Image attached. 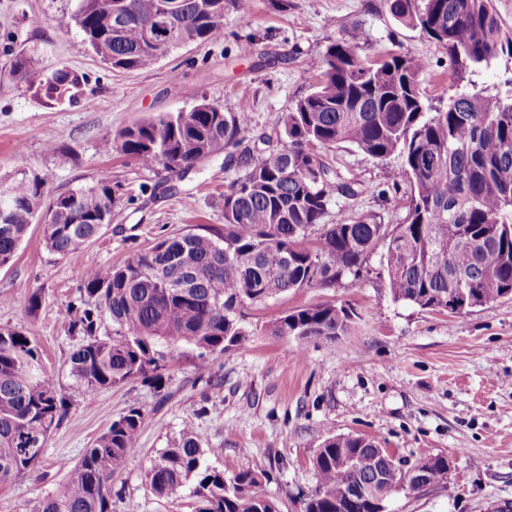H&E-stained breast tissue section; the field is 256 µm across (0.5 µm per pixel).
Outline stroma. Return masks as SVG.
Returning <instances> with one entry per match:
<instances>
[{"mask_svg":"<svg viewBox=\"0 0 512 512\" xmlns=\"http://www.w3.org/2000/svg\"><path fill=\"white\" fill-rule=\"evenodd\" d=\"M77 0H0V178L38 177L44 198L91 184L109 171L123 197L112 222L87 247L99 265L195 225L222 226L226 185L243 174L217 156L178 178L126 156L120 133L148 116L188 110L203 98L251 109L255 135L271 133L282 113L313 91L309 68L336 42L358 36L360 54L420 57L421 89L447 104L457 86L445 49L420 29L397 23L386 0H251L248 12L224 8V37L174 50L148 71L115 70L93 52H76L82 34L72 19ZM41 65L67 67L85 79L75 104H52L10 72L19 53ZM111 137V153L100 142ZM344 177L360 183L355 199L338 198L330 214L361 211L394 224L405 214L410 186L400 159L377 161L350 144L324 150ZM386 198L371 194L372 187ZM191 205H184V197ZM360 279L330 288L289 291L245 308L255 336L219 356L211 382L199 381L191 351L166 361L165 386L138 380L86 392L69 373L76 344L67 333L68 305L82 271L46 249L31 225L13 262L0 268V330L25 332L39 346L68 412L50 433L40 460L0 487V512H30L53 492L85 448L129 409L147 416L139 450L112 477V512H193L190 491L152 493L144 475L184 423H193L210 460L232 475L264 458L261 489L280 512H304L317 485L311 459L319 444L358 434L387 448L404 469L443 456L446 479L421 492L396 490L386 512H497L512 506V297L454 315L394 300L380 253ZM38 311L28 312L31 292ZM351 308L349 330L336 341L272 335L269 325L292 310L320 304Z\"/></svg>","mask_w":512,"mask_h":512,"instance_id":"obj_1","label":"stroma"}]
</instances>
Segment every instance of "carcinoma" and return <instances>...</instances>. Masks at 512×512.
Here are the masks:
<instances>
[{
	"label": "carcinoma",
	"instance_id": "carcinoma-1",
	"mask_svg": "<svg viewBox=\"0 0 512 512\" xmlns=\"http://www.w3.org/2000/svg\"><path fill=\"white\" fill-rule=\"evenodd\" d=\"M225 0H79L74 16L81 51L92 50L115 70H146L171 50L224 35ZM179 21L169 36L148 39L162 7ZM392 17L420 29L448 53L458 91L444 109L421 91L424 63L408 54L372 62L360 40L334 43L317 60L315 90L283 114V138L236 155L253 140L250 108L226 112L198 101L187 112L158 113L121 133V149L147 168L182 178L202 160L225 155L244 173L224 190V227L168 235L118 265L88 264L67 332L80 340L69 356L71 377L93 392L140 379L160 388L161 362L179 348L197 352L199 378L214 358L253 335L244 308L290 290L333 286L358 277L380 246L391 296L443 312L448 296L468 293L483 305L512 291V77L489 88L476 77L512 62V30L502 28L493 0H388ZM28 89L57 103H75L84 78L49 70L23 53L11 61ZM350 143L379 161L402 160L410 185L406 213L388 226L376 216L344 214L328 222L335 196L361 191L327 165L318 150ZM11 222H0V267L9 265L29 226L41 222L49 251L80 257L104 229L122 198L109 173L93 184L43 201L39 180L8 182ZM317 232L315 246L308 237ZM191 283L168 288L162 278ZM354 312L323 304L296 309L272 322L276 336L329 340L350 328ZM112 333L101 334L105 322ZM67 413L40 350L18 330L0 331V484L26 474L43 453L54 425ZM145 414L132 408L103 432L66 479L32 512H112V475L138 451ZM392 455L360 435L325 438L312 465L318 487L305 512H384L400 486L411 493L448 468L444 457L421 463L425 480L392 472ZM265 461L224 475L207 458L203 440L186 424L146 474L160 498L193 486L194 512H279L260 492ZM369 485L363 497L352 488Z\"/></svg>",
	"mask_w": 512,
	"mask_h": 512
}]
</instances>
